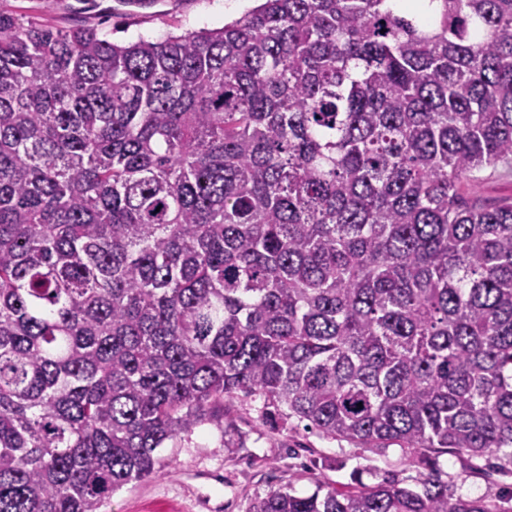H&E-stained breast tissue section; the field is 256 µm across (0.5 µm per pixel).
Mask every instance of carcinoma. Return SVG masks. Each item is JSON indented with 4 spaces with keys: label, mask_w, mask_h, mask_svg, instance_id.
I'll return each instance as SVG.
<instances>
[{
    "label": "carcinoma",
    "mask_w": 512,
    "mask_h": 512,
    "mask_svg": "<svg viewBox=\"0 0 512 512\" xmlns=\"http://www.w3.org/2000/svg\"><path fill=\"white\" fill-rule=\"evenodd\" d=\"M264 0L117 44L0 13V512H98L239 393L512 464V0ZM249 512H508L429 474ZM482 175L484 180L481 184L480 196L483 200L493 203L502 198H512V174L504 176L486 170Z\"/></svg>",
    "instance_id": "obj_1"
}]
</instances>
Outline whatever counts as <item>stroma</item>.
I'll return each instance as SVG.
<instances>
[{
  "mask_svg": "<svg viewBox=\"0 0 512 512\" xmlns=\"http://www.w3.org/2000/svg\"><path fill=\"white\" fill-rule=\"evenodd\" d=\"M257 0H159L130 11L121 0H0V12L57 29L89 27L128 43L185 30L216 29L253 9ZM262 404L242 394L224 404V423L204 422L158 452L156 476L117 491L100 512H249L278 488L311 494L317 483L347 490L389 478L415 485L434 473L455 496L512 505V465L439 448L417 458L392 446L364 448L305 430L302 423H266Z\"/></svg>",
  "mask_w": 512,
  "mask_h": 512,
  "instance_id": "obj_1",
  "label": "stroma"
}]
</instances>
